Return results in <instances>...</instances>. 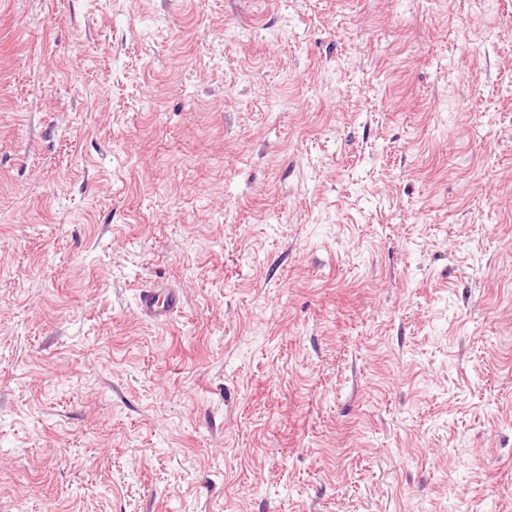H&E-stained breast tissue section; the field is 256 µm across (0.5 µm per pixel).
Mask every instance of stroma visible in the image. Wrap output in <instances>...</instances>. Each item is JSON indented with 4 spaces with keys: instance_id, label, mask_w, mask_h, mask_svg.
<instances>
[{
    "instance_id": "35a3bbf8",
    "label": "stroma",
    "mask_w": 512,
    "mask_h": 512,
    "mask_svg": "<svg viewBox=\"0 0 512 512\" xmlns=\"http://www.w3.org/2000/svg\"><path fill=\"white\" fill-rule=\"evenodd\" d=\"M0 512H512V0H0ZM181 306V295L174 288L146 286L140 290L139 309L145 317L167 321Z\"/></svg>"
}]
</instances>
